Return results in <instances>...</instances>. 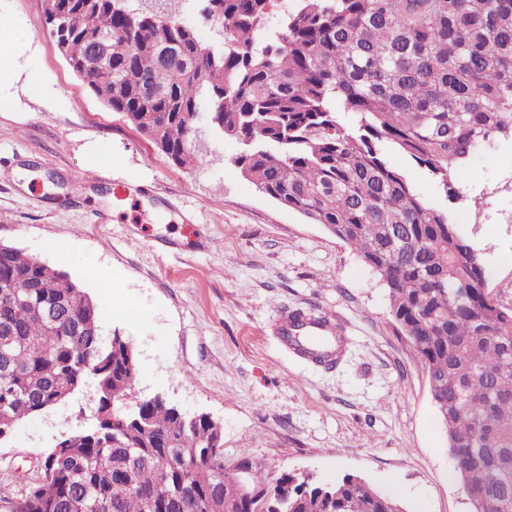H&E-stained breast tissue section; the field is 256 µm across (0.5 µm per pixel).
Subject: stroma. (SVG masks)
Segmentation results:
<instances>
[{"mask_svg":"<svg viewBox=\"0 0 512 512\" xmlns=\"http://www.w3.org/2000/svg\"><path fill=\"white\" fill-rule=\"evenodd\" d=\"M1 17L39 37L22 45L0 100V243L87 291L103 342L130 339L137 399L159 395L220 422L225 463L245 457L322 483L356 474L405 512H470L412 344L352 248L260 194L235 163L239 144L207 114L196 122L199 163H172L70 68L41 0H0ZM387 159L420 197L451 208L483 252L487 292L512 306V142L474 156L452 201L424 169L393 151ZM133 181L155 196L116 202L113 189ZM293 309L334 322L345 339L336 365L277 336ZM96 409L90 385L23 419L0 442V469L47 453Z\"/></svg>","mask_w":512,"mask_h":512,"instance_id":"stroma-1","label":"stroma"}]
</instances>
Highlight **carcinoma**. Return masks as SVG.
Listing matches in <instances>:
<instances>
[{
	"mask_svg": "<svg viewBox=\"0 0 512 512\" xmlns=\"http://www.w3.org/2000/svg\"><path fill=\"white\" fill-rule=\"evenodd\" d=\"M59 0L72 70L173 162L192 165L195 122L237 140L256 190L348 244L388 290L427 375L456 476L476 501L512 503V308L449 210L419 197L388 144L447 198L479 148L512 140V0H221L220 40L132 0L94 15ZM103 27L112 71L90 66ZM293 344L329 365L334 351ZM132 344L100 339L98 306L61 270L0 244V441L94 383L100 425L51 457L14 512H398L365 479L316 485L242 459L223 431L159 400H128Z\"/></svg>",
	"mask_w": 512,
	"mask_h": 512,
	"instance_id": "1",
	"label": "carcinoma"
}]
</instances>
